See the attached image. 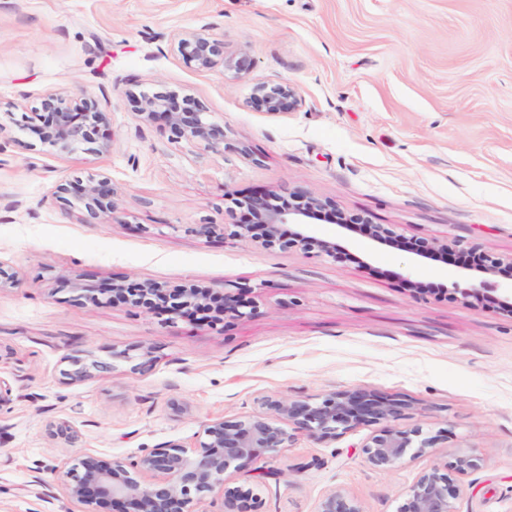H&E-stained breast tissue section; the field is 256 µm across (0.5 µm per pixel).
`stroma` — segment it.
<instances>
[{
  "mask_svg": "<svg viewBox=\"0 0 512 512\" xmlns=\"http://www.w3.org/2000/svg\"><path fill=\"white\" fill-rule=\"evenodd\" d=\"M223 38L248 75L187 64L179 36ZM285 80L303 98L260 113L254 85ZM81 92L108 117L107 151L58 153L23 130L50 94ZM195 99L223 126L224 149L174 139L132 103L144 93ZM112 183L113 219L76 190ZM70 191L56 201L59 185ZM268 191L326 202L309 218L332 254L182 232L242 217ZM360 214L391 225L379 244ZM444 251L423 259L410 242ZM512 258V0H0V512H79L39 499L34 477L87 452L129 460L194 446L204 425L261 412L266 397L312 403L361 388L407 400L401 431L434 438L391 470L370 466L361 425L228 469L258 512H317L341 491L363 512H399L430 466L479 457L460 475L456 512H512V297L465 300L479 280L463 257ZM153 282L240 295L252 313L214 324L118 302L90 310L57 282ZM91 363L79 381L68 358ZM65 421L77 446L50 439Z\"/></svg>",
  "mask_w": 512,
  "mask_h": 512,
  "instance_id": "35a3bbf8",
  "label": "stroma"
}]
</instances>
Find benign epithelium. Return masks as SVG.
Listing matches in <instances>:
<instances>
[{
  "instance_id": "7a95c632",
  "label": "benign epithelium",
  "mask_w": 512,
  "mask_h": 512,
  "mask_svg": "<svg viewBox=\"0 0 512 512\" xmlns=\"http://www.w3.org/2000/svg\"><path fill=\"white\" fill-rule=\"evenodd\" d=\"M178 52L186 61L200 70L217 65L237 75L251 70V63L243 52L235 56L224 54V41L196 33L178 41ZM138 112L149 118L162 117L177 139L202 143L214 152L224 148V129L207 121L205 112L193 100H178L170 95H142L133 98ZM253 103L268 115H285L302 106V98L286 81L260 82L253 88ZM43 114L38 125L31 126L37 139L55 148L61 154H70L78 148L102 143L110 146L111 134L106 132V114L97 102L82 93L70 98L52 95L44 100ZM113 189L111 181L90 179L82 189V200L93 215L112 214ZM246 209L248 223L223 225L230 236L238 240L250 238L253 224L266 226L261 246L267 250L302 249L316 245L331 252L330 243L303 233L284 238L279 233L281 224H303L314 210L326 204L308 199L292 204L276 203V195L263 193L239 202ZM351 224H365L369 236L378 243L392 237V230L383 224H373L364 216L349 220ZM75 301L95 309L114 302L131 301L158 315L181 317L189 321L204 314L209 306L210 291L195 286L168 290L155 283L134 285L114 284L109 288H92L73 283ZM222 316L246 318L241 311L243 303L226 294L216 301ZM265 411L236 420L215 419L203 428L202 439L193 447L169 444L156 448L130 462L106 461L86 453L76 463L62 462L53 468L58 492L41 494L49 499L61 494L81 507L80 512H100L110 507L114 512H199L197 506L208 493L222 497L223 512H257L253 493L241 486L228 488L224 483L226 470L249 467L265 452H276L293 441L294 434L314 439H332L339 430H350L363 424L378 430L364 444L367 461L374 467L390 470L403 463L407 448L411 447L408 433L390 426V421L411 407L402 399L380 397L364 389H344L328 393L321 402L292 399L281 396L266 399ZM281 417L293 425L294 433L280 426ZM53 439L75 444L79 432L61 422L47 429ZM457 493L448 483V476L433 467L425 472L406 492L401 512H455L452 499ZM318 512H362L356 502L340 492H332L321 502Z\"/></svg>"
}]
</instances>
